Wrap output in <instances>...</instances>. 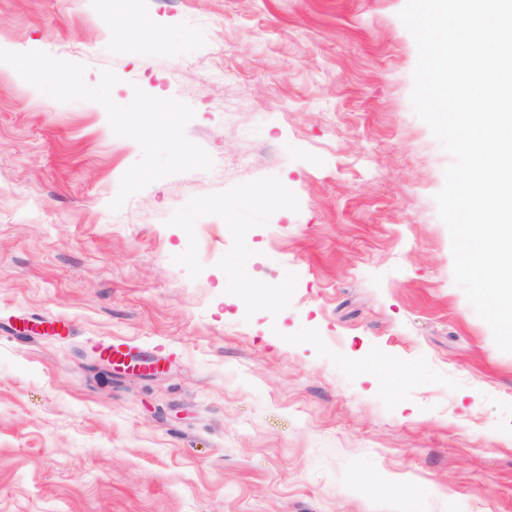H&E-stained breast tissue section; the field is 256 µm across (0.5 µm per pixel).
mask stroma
<instances>
[{
  "label": "stroma",
  "instance_id": "35a3bbf8",
  "mask_svg": "<svg viewBox=\"0 0 512 512\" xmlns=\"http://www.w3.org/2000/svg\"><path fill=\"white\" fill-rule=\"evenodd\" d=\"M404 4L0 0L1 47L186 103L213 160L110 210L139 144L0 68V512H512Z\"/></svg>",
  "mask_w": 512,
  "mask_h": 512
}]
</instances>
